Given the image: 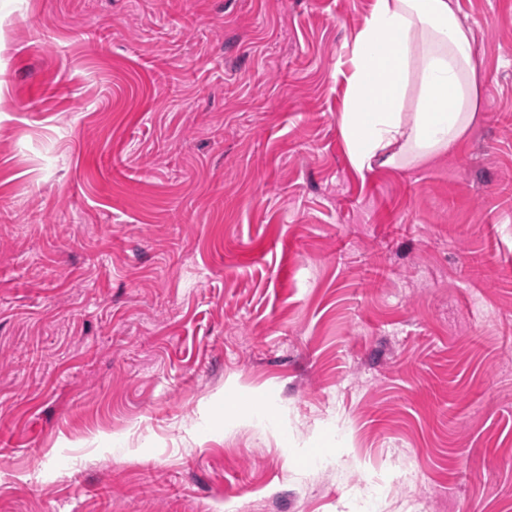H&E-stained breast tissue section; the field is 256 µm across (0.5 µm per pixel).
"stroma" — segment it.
I'll return each instance as SVG.
<instances>
[{
  "mask_svg": "<svg viewBox=\"0 0 512 512\" xmlns=\"http://www.w3.org/2000/svg\"><path fill=\"white\" fill-rule=\"evenodd\" d=\"M457 4L468 137L360 173L371 0H0V512H512V0Z\"/></svg>",
  "mask_w": 512,
  "mask_h": 512,
  "instance_id": "1",
  "label": "stroma"
}]
</instances>
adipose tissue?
I'll list each match as a JSON object with an SVG mask.
<instances>
[{
    "instance_id": "obj_1",
    "label": "adipose tissue",
    "mask_w": 512,
    "mask_h": 512,
    "mask_svg": "<svg viewBox=\"0 0 512 512\" xmlns=\"http://www.w3.org/2000/svg\"><path fill=\"white\" fill-rule=\"evenodd\" d=\"M347 66L339 125L349 161L361 172L424 164L453 151L481 103L472 36L453 0H373Z\"/></svg>"
}]
</instances>
